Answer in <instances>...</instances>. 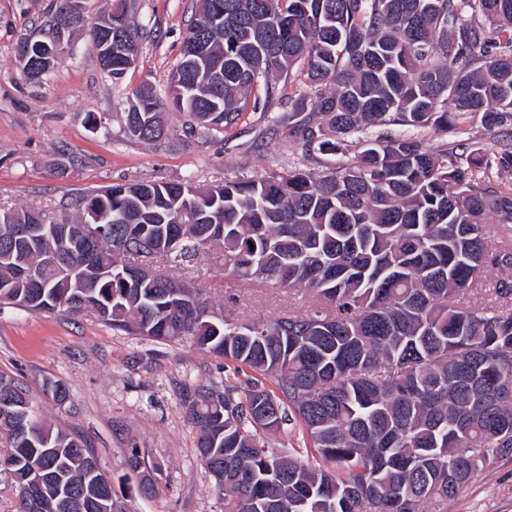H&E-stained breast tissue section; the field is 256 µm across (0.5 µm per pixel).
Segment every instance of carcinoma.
<instances>
[{"label":"carcinoma","mask_w":512,"mask_h":512,"mask_svg":"<svg viewBox=\"0 0 512 512\" xmlns=\"http://www.w3.org/2000/svg\"><path fill=\"white\" fill-rule=\"evenodd\" d=\"M112 34L114 79L137 58L142 27ZM307 92L270 116L301 158L261 177L131 180L90 191L57 224L34 210L0 220V302L92 314L114 331L200 349L252 371L243 397L198 385L183 398L196 452L224 512H443L491 455L512 454V142L448 148L479 115L490 134L512 126V0H202L169 82L149 83L127 132L157 142L169 110L192 135L224 133L249 99L269 107L282 80ZM439 138L428 143L423 132ZM222 246L224 272L248 285L303 291L306 314L242 322L183 276ZM149 251L173 273L128 275ZM23 265L40 287L18 277ZM488 290L493 301L464 302ZM273 383L274 389L264 386ZM296 422L313 459L268 447ZM0 469L35 500L16 512H128L78 435L55 430L14 379L0 374ZM144 497L162 466L130 449Z\"/></svg>","instance_id":"cac0c4a2"}]
</instances>
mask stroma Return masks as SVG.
I'll return each mask as SVG.
<instances>
[{"label": "stroma", "instance_id": "stroma-1", "mask_svg": "<svg viewBox=\"0 0 512 512\" xmlns=\"http://www.w3.org/2000/svg\"><path fill=\"white\" fill-rule=\"evenodd\" d=\"M143 28L134 67L121 80L100 68L88 34L40 84H28L16 58L22 34L46 21L53 0H0V210L66 215L72 198L128 179L171 181L194 175L202 184L287 171L300 162L294 144L268 120L288 112L301 82L282 84L269 114L249 110L221 134L186 136L179 119L156 143L130 138L124 114L134 91H165L199 0H126ZM187 276L215 306L233 305L243 321L302 314L311 303L297 291L247 286L226 276L215 258ZM0 374L17 379L52 427L79 434L112 478L130 512H223L213 480L196 457L197 433L182 399L200 384L232 387L244 375L190 338L158 342L112 331L94 315L29 313L0 304ZM62 381L69 398L57 404L44 390ZM160 462L156 496L141 498L125 464L130 448ZM446 512H512V456L493 457L448 501Z\"/></svg>", "mask_w": 512, "mask_h": 512}]
</instances>
